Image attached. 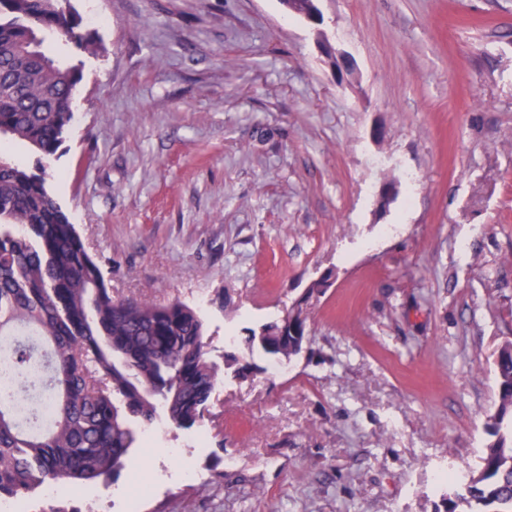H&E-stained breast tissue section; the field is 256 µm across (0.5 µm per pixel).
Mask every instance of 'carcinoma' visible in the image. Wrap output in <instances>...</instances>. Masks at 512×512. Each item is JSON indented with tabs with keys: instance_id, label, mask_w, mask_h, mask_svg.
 <instances>
[{
	"instance_id": "obj_1",
	"label": "carcinoma",
	"mask_w": 512,
	"mask_h": 512,
	"mask_svg": "<svg viewBox=\"0 0 512 512\" xmlns=\"http://www.w3.org/2000/svg\"><path fill=\"white\" fill-rule=\"evenodd\" d=\"M59 39L82 53L98 43L72 0H0V138L35 155L23 166L0 154V376L15 391L0 401V497L23 498L54 483L68 491L114 482L137 441L133 423L163 412L183 430L210 414L222 383L204 320L181 302L117 298L68 214L47 186L44 161L65 142L79 64L44 50ZM314 281L282 318L245 338L277 361L300 354ZM246 379L257 365L224 355ZM498 404L478 471L448 480L435 512H512V339L495 356Z\"/></svg>"
}]
</instances>
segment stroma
Returning <instances> with one entry per match:
<instances>
[{"mask_svg": "<svg viewBox=\"0 0 512 512\" xmlns=\"http://www.w3.org/2000/svg\"><path fill=\"white\" fill-rule=\"evenodd\" d=\"M103 50L48 165L114 295L181 301L225 374L78 512H434L512 338V0H72ZM345 69H337V60ZM308 343L248 351L325 274Z\"/></svg>", "mask_w": 512, "mask_h": 512, "instance_id": "obj_1", "label": "stroma"}]
</instances>
